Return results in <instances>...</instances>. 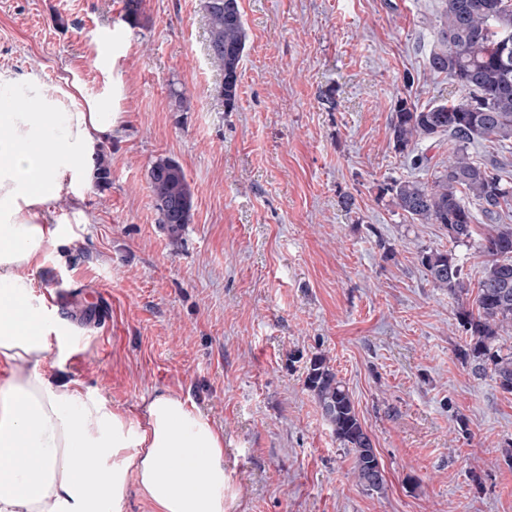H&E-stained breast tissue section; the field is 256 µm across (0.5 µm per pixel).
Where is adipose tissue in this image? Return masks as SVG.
I'll list each match as a JSON object with an SVG mask.
<instances>
[{
	"instance_id": "1",
	"label": "adipose tissue",
	"mask_w": 512,
	"mask_h": 512,
	"mask_svg": "<svg viewBox=\"0 0 512 512\" xmlns=\"http://www.w3.org/2000/svg\"><path fill=\"white\" fill-rule=\"evenodd\" d=\"M0 512H226L224 432L169 390L143 420L64 382L34 276L61 240L51 204L91 177L112 139L108 97L76 77L49 85L0 70Z\"/></svg>"
}]
</instances>
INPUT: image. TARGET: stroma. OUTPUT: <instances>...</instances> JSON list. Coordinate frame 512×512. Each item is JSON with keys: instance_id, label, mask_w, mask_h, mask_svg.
Instances as JSON below:
<instances>
[{"instance_id": "1", "label": "stroma", "mask_w": 512, "mask_h": 512, "mask_svg": "<svg viewBox=\"0 0 512 512\" xmlns=\"http://www.w3.org/2000/svg\"><path fill=\"white\" fill-rule=\"evenodd\" d=\"M0 0V69L48 84L73 70L111 95L119 130L98 190L73 183L36 284L69 380L140 418L167 388L224 430L228 512H512V394L461 351L488 262L479 244L402 215L412 176L390 139L398 99L457 98L431 74L442 0H239L235 110L208 55L202 0ZM178 161L193 216L171 236L148 169ZM88 223H80V215ZM452 251L468 295L434 287L420 250ZM323 356L384 468L376 493L305 387Z\"/></svg>"}]
</instances>
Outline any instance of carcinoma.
Masks as SVG:
<instances>
[{
	"mask_svg": "<svg viewBox=\"0 0 512 512\" xmlns=\"http://www.w3.org/2000/svg\"><path fill=\"white\" fill-rule=\"evenodd\" d=\"M209 27V56L224 72V107L235 108L239 65L246 32L239 0H204ZM124 20L141 25L142 0H125ZM512 0H443L437 40L427 56V67L443 75L461 91L447 103L420 107L402 98L396 103L389 128L395 150L415 169L429 168L426 153L415 152L419 142L448 136V163L431 172V178L393 179L382 193L396 208L420 224H440L455 243L472 236L475 213L500 219L502 205L512 201V180L503 175L500 162L479 163L469 147L494 139L500 148L512 149ZM110 168L98 158L93 180L102 188L109 183ZM149 180L159 222L172 235L190 223L193 194L182 166L159 157L149 169ZM489 257L479 282L473 310L460 313L471 340L464 357L478 374L491 373L498 387L512 393V349L500 343L501 331L512 326V225L503 224L481 243ZM420 262L432 283L456 297L468 293L463 268L450 251L423 249ZM306 388L316 397L324 419L336 439L353 454V475L368 491L385 487L384 469L373 451L370 435L355 410L348 389L322 356L310 359Z\"/></svg>",
	"mask_w": 512,
	"mask_h": 512,
	"instance_id": "carcinoma-1",
	"label": "carcinoma"
}]
</instances>
